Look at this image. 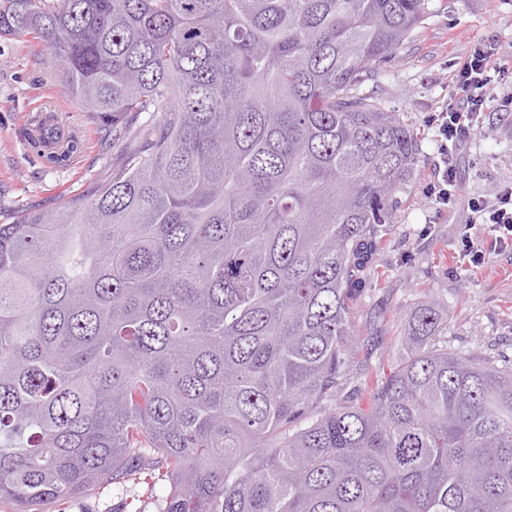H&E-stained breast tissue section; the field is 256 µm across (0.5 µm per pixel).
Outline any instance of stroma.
<instances>
[{
  "label": "stroma",
  "mask_w": 512,
  "mask_h": 512,
  "mask_svg": "<svg viewBox=\"0 0 512 512\" xmlns=\"http://www.w3.org/2000/svg\"><path fill=\"white\" fill-rule=\"evenodd\" d=\"M432 13L401 57L365 84L386 109L400 113L421 142L417 172L398 195L396 222L378 256V274L357 301L349 348L351 373L341 396L357 392L360 372L379 374L398 354L397 338L416 302L440 303L449 350L495 364L512 362V249L490 252L483 265L459 258L473 220L470 198L512 183V79L488 87L484 106L460 149L441 155L428 121L455 93V75L479 43L512 51V0H430ZM59 61L31 37L0 39V222L23 211L53 208L90 195L111 174L121 144L103 141L87 113L58 82ZM58 110L81 141L67 166L47 163L22 130L37 109ZM456 171L451 207L426 199L424 188L442 161ZM171 484L136 477L43 504V512H161Z\"/></svg>",
  "instance_id": "obj_1"
}]
</instances>
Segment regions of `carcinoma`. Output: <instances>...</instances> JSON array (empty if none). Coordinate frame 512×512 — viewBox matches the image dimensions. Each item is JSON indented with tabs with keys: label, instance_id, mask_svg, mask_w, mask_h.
Returning a JSON list of instances; mask_svg holds the SVG:
<instances>
[{
	"label": "carcinoma",
	"instance_id": "1",
	"mask_svg": "<svg viewBox=\"0 0 512 512\" xmlns=\"http://www.w3.org/2000/svg\"><path fill=\"white\" fill-rule=\"evenodd\" d=\"M430 0H3L120 162L0 224V499L135 474L162 512H512V367L440 344L336 405L419 144L364 84ZM157 119L148 132L128 117ZM32 144L80 148L56 124Z\"/></svg>",
	"mask_w": 512,
	"mask_h": 512
}]
</instances>
